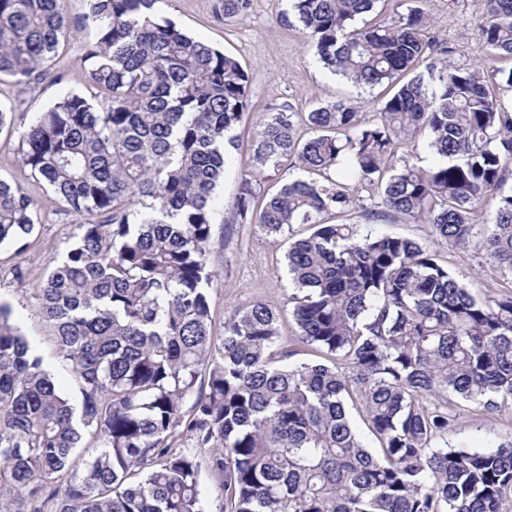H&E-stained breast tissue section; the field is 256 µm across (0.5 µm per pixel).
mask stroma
I'll use <instances>...</instances> for the list:
<instances>
[{
    "mask_svg": "<svg viewBox=\"0 0 512 512\" xmlns=\"http://www.w3.org/2000/svg\"><path fill=\"white\" fill-rule=\"evenodd\" d=\"M289 7L288 0H253L248 16L225 19L218 0H166L160 11L178 27L234 56L252 80L244 121L236 134L241 143L251 139L262 113L284 104L307 112L316 98H354L364 118H374L388 92L387 86L356 92L346 82L329 79L314 59L300 30H289L278 18ZM427 10L439 39L446 41L448 57L458 63L479 64L484 54L478 38L483 21L473 0H429ZM92 30L77 32L56 59L50 75L38 83L20 86L0 78V105L28 113L47 111L60 97L86 89L88 63L84 45ZM0 178L24 187L42 204V222L27 250L0 247V301L10 303L23 325L31 346L44 359L54 348L49 337L31 317L29 292L44 278L51 259L64 258L77 241L74 217L57 214L45 188L34 181L20 161L19 140L0 133ZM373 231L404 236L427 243L438 261L476 292L501 287L502 277L474 248H453L435 239L428 225L410 220L378 222ZM291 290L283 270V249L255 224H233L224 230V249L218 267V286L210 292L215 334H222L224 319L233 307L262 300L273 307L288 306ZM460 430L450 443H467L489 449L512 439V409L489 414L468 404L458 408Z\"/></svg>",
    "mask_w": 512,
    "mask_h": 512,
    "instance_id": "obj_1",
    "label": "stroma"
}]
</instances>
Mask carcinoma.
<instances>
[{"mask_svg": "<svg viewBox=\"0 0 512 512\" xmlns=\"http://www.w3.org/2000/svg\"><path fill=\"white\" fill-rule=\"evenodd\" d=\"M89 94L31 118L0 108L21 161L81 233L31 296L75 405L0 302V509L204 512L202 467L224 512H512V442L452 445L454 400L512 407V0H477L486 61L448 60L421 7L289 0L314 57L359 89L399 84L365 121L350 98L265 112L224 211L217 187L249 104L239 61L159 16L161 0H82ZM70 0H0V75L17 84L74 36ZM252 0H224L245 17ZM405 82L400 77L420 65ZM428 131V167L395 166ZM284 160L313 178L265 185ZM495 204L491 225L478 213ZM409 217L474 246L507 286L480 298L427 244L329 222ZM38 201L0 180V245L24 250ZM286 245L282 311L236 306L214 335L209 290L224 227ZM295 224L311 233L297 238ZM309 350L322 361L295 357ZM360 406L379 442L351 424ZM95 442L83 445L85 436Z\"/></svg>", "mask_w": 512, "mask_h": 512, "instance_id": "1", "label": "carcinoma"}]
</instances>
